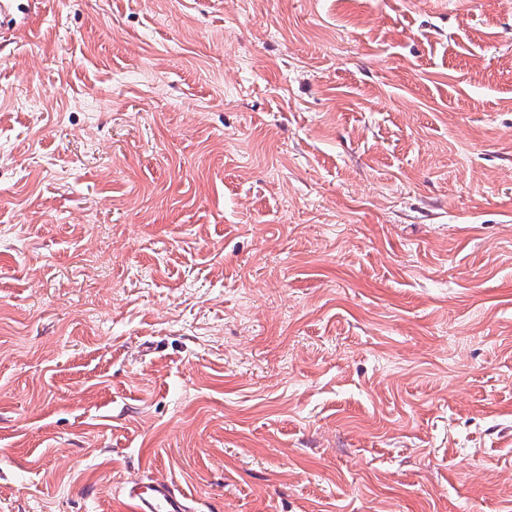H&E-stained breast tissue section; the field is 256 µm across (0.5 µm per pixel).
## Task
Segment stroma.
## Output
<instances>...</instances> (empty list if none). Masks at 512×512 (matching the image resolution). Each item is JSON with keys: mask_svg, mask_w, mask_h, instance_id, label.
Here are the masks:
<instances>
[{"mask_svg": "<svg viewBox=\"0 0 512 512\" xmlns=\"http://www.w3.org/2000/svg\"><path fill=\"white\" fill-rule=\"evenodd\" d=\"M512 512V0H44L0 28V512ZM121 505L129 512H194L188 497L172 483L155 480L147 484L134 483L121 494Z\"/></svg>", "mask_w": 512, "mask_h": 512, "instance_id": "stroma-1", "label": "stroma"}]
</instances>
